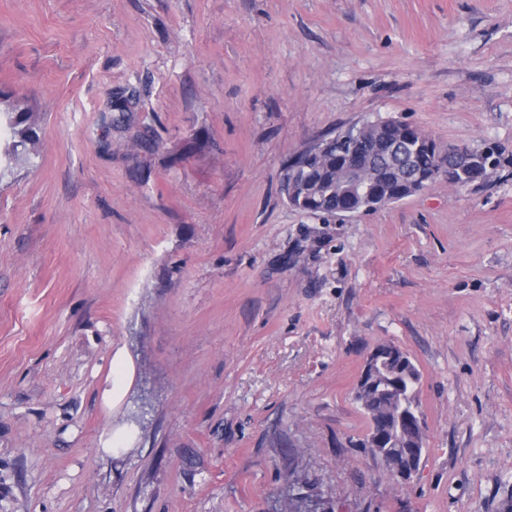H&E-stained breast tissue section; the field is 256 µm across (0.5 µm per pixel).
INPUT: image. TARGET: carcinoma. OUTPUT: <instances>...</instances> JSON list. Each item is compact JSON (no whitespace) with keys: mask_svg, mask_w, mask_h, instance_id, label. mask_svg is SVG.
<instances>
[{"mask_svg":"<svg viewBox=\"0 0 512 512\" xmlns=\"http://www.w3.org/2000/svg\"><path fill=\"white\" fill-rule=\"evenodd\" d=\"M26 112L8 114L7 120L15 141L6 151L10 161L20 158L21 150L29 144H35L38 134ZM351 127L339 131L335 138L343 140L358 153L365 163V174L370 188L381 198L398 201L410 192L403 172L391 164L383 172L375 169L387 145L391 143L407 144L412 173L419 177L421 185L430 186L444 179L455 186H466L484 182L491 172L501 165L502 153L492 145L470 148L464 154L448 161V169L442 177H437L438 166L434 152L427 147V137L423 130L410 127L406 123H385L382 125L362 124L359 134ZM296 175L288 176L281 184L282 191L293 193L302 201L298 209L316 216L333 215L338 211L359 203L352 187L342 173V164L347 154L336 150V146L322 152L311 147L293 156ZM376 350L383 355V361L390 371H398V387L391 390L388 384L379 383L356 392L369 423L367 436L380 435L385 439L386 447L371 448V455L401 456L407 448H418L425 454L426 435L419 432L399 431V422L409 415L416 417L420 412L418 387L420 372L412 361L398 368L402 356L401 349L393 343H382Z\"/></svg>","mask_w":512,"mask_h":512,"instance_id":"1","label":"carcinoma"}]
</instances>
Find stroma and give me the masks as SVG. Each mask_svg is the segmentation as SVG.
Masks as SVG:
<instances>
[{
	"label": "stroma",
	"mask_w": 512,
	"mask_h": 512,
	"mask_svg": "<svg viewBox=\"0 0 512 512\" xmlns=\"http://www.w3.org/2000/svg\"><path fill=\"white\" fill-rule=\"evenodd\" d=\"M0 112L38 133L0 169V512H512V0H0ZM386 120L504 161L289 206L288 158ZM389 342L399 482L354 398ZM376 350L384 356L383 361L387 368L395 372L402 356L401 349L393 343H382L376 346ZM407 356L406 365L396 375L398 387L390 390L388 384L380 382L374 387H364L356 391V400L360 404L369 423V430L366 436L368 442L370 436L379 434L385 439L386 448H370L363 443V448L374 457L376 454L385 456H402L405 448H420V456L416 461V471L419 469L426 452V435L421 432H400L399 422L404 416L416 418V413L421 420L415 422L420 429L424 423L420 411L418 399V387L420 383V372ZM415 471V472H416Z\"/></svg>",
	"instance_id": "35a3bbf8"
}]
</instances>
